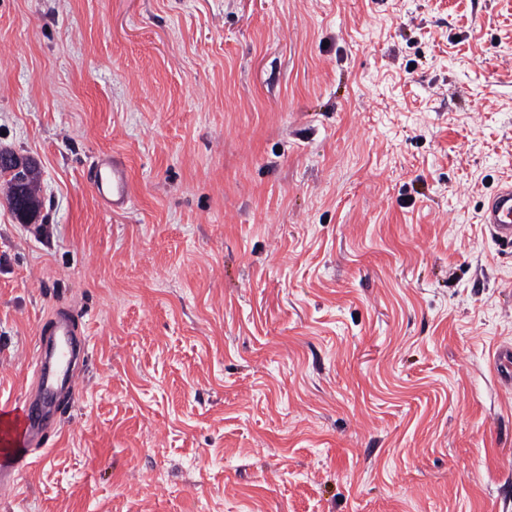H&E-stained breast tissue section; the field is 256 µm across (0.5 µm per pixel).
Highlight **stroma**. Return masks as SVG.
<instances>
[{
    "instance_id": "35a3bbf8",
    "label": "stroma",
    "mask_w": 512,
    "mask_h": 512,
    "mask_svg": "<svg viewBox=\"0 0 512 512\" xmlns=\"http://www.w3.org/2000/svg\"><path fill=\"white\" fill-rule=\"evenodd\" d=\"M1 148L0 417L86 354L0 512H512V0H0ZM0 164L2 168H7L11 176L15 178V198L20 199L22 196L27 195V174L33 166V162L16 154L2 153L0 154ZM93 188L107 210L124 211L132 195L125 163L114 155L97 158L93 164ZM483 222L501 244L512 246V184L501 188L489 201ZM51 326L50 336H53L51 349L43 347L37 361L35 378L38 389V401L41 415L37 408L29 406L23 417V431L34 435L41 433L42 418L55 404L59 387L68 392H74L77 387V373L69 369V355L75 342H81L76 336L78 322L72 314H58L48 322Z\"/></svg>"
}]
</instances>
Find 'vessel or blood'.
Wrapping results in <instances>:
<instances>
[{
    "label": "vessel or blood",
    "mask_w": 512,
    "mask_h": 512,
    "mask_svg": "<svg viewBox=\"0 0 512 512\" xmlns=\"http://www.w3.org/2000/svg\"><path fill=\"white\" fill-rule=\"evenodd\" d=\"M93 188L107 210L124 211L132 195L125 163L114 155L97 158L93 165ZM483 222L497 241L512 246V184L490 199ZM49 324L52 345L42 349L35 370L38 401L28 408L22 421L23 431L28 435L41 432L42 415L53 408L58 390L72 392L77 387V374L69 368L77 322L72 315L59 314Z\"/></svg>",
    "instance_id": "b4317fda"
}]
</instances>
